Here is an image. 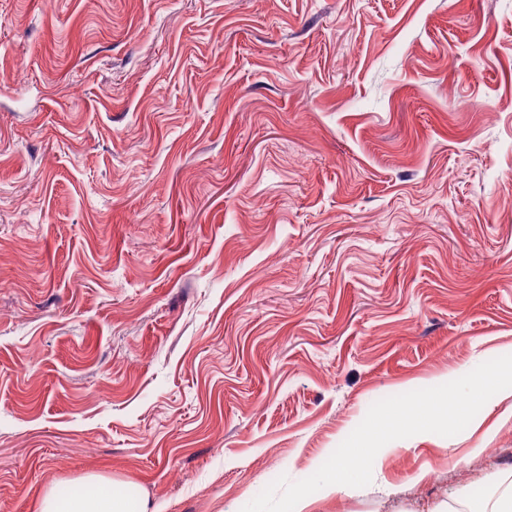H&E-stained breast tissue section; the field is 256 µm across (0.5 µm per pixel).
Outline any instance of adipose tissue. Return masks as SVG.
<instances>
[{
	"mask_svg": "<svg viewBox=\"0 0 512 512\" xmlns=\"http://www.w3.org/2000/svg\"><path fill=\"white\" fill-rule=\"evenodd\" d=\"M38 512H136L128 497L113 487L111 478L92 473L83 477L77 490L64 496L45 491Z\"/></svg>",
	"mask_w": 512,
	"mask_h": 512,
	"instance_id": "obj_1",
	"label": "adipose tissue"
}]
</instances>
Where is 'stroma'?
<instances>
[{
	"mask_svg": "<svg viewBox=\"0 0 512 512\" xmlns=\"http://www.w3.org/2000/svg\"><path fill=\"white\" fill-rule=\"evenodd\" d=\"M512 354V0H0V512H241ZM306 512L474 505L512 418ZM78 489L57 496L45 491L39 501L38 512H136L128 497L113 488L112 479L92 473L83 477Z\"/></svg>",
	"mask_w": 512,
	"mask_h": 512,
	"instance_id": "1",
	"label": "stroma"
}]
</instances>
